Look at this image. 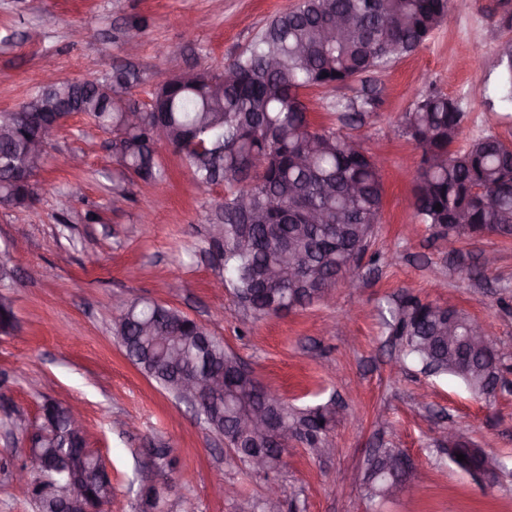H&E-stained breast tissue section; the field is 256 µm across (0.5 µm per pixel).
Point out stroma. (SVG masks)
<instances>
[{"instance_id":"obj_1","label":"stroma","mask_w":512,"mask_h":512,"mask_svg":"<svg viewBox=\"0 0 512 512\" xmlns=\"http://www.w3.org/2000/svg\"><path fill=\"white\" fill-rule=\"evenodd\" d=\"M297 2L0 0V110L28 99L46 72L103 79L126 64L141 77L136 99L145 100L176 71L222 68ZM134 24L142 43L130 57L123 35ZM510 42L512 0H454L414 54L344 85L303 90L312 121L337 130L344 124L332 109L336 99L377 93L378 107L351 133L385 158V199L356 270L359 285H336L326 302L282 315L255 318L215 285L207 215L223 201L224 185L197 188L161 141L166 179L128 186L116 209L111 133L81 114L55 132L33 203L0 205V265L10 272L0 294L17 319L15 335H0V512H38L13 472L30 461L28 431L49 399L82 408L88 447L111 470L112 512H240L260 498L263 479L247 474L221 436L125 356L113 319L140 298L204 324L288 404L335 403L328 433L335 455L288 444L287 465L273 475L282 512H512V371L491 397H474L459 381L402 359L381 318L405 295L455 300L512 362V242L486 236L452 247L417 222L411 198L421 152L400 127L432 88L465 114L458 147L488 135L512 141V105L499 95L500 56ZM75 152L83 158L78 168L69 164ZM89 210L96 221H85ZM490 252L494 267L479 271ZM449 428L502 461L494 486L448 461L438 438ZM157 448L166 449L165 460L154 457ZM374 448L399 449L416 463L408 489L383 502L369 501L359 481ZM220 482L234 484L236 496H216ZM151 487L160 493L153 511L145 506Z\"/></svg>"}]
</instances>
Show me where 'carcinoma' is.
Wrapping results in <instances>:
<instances>
[{"label": "carcinoma", "mask_w": 512, "mask_h": 512, "mask_svg": "<svg viewBox=\"0 0 512 512\" xmlns=\"http://www.w3.org/2000/svg\"><path fill=\"white\" fill-rule=\"evenodd\" d=\"M451 0H300L275 15L248 47L221 71H201L199 86L177 82L166 91L163 121L153 105H144L138 122L127 116L137 106L132 89L140 82L134 70L116 68L112 84L121 94L101 99L97 81L46 84L22 107L0 111V204L25 207L35 197L36 183L17 182L13 164L27 141L39 135L54 113L39 120L28 114L66 97L75 111L112 133V148L122 178L155 185L166 179L155 144L165 141L185 161L199 188L230 186L224 201L208 215L211 251L222 252L220 280L232 288L239 304L256 317L279 313L290 304L304 309L328 298L352 254L363 258L381 223L385 190L381 164L367 152L355 155L349 133L312 124L301 90L328 88L339 77L349 80L415 52L448 17ZM343 23L339 37L327 30ZM375 99L336 102L347 125L363 120ZM465 113L448 108V96L429 89L402 115L401 126L421 150L412 207L419 223L435 228L448 241L482 238L487 233L512 239V149L490 135L465 149L454 145ZM441 209H435L436 205ZM305 208L318 220L287 226L288 248L269 238V227L282 223V211ZM283 278L268 283L269 270ZM384 319L405 356L434 376L460 379L476 397L491 395L479 382L486 355L469 353L472 371L455 367L460 346L448 343V313L441 306L407 297L388 307ZM113 331L128 359L163 390L179 396L184 378L207 383L222 373L231 379L224 407L208 413L205 423L226 437L235 435L239 415L251 405L250 381L233 374L238 358L206 326L179 309L154 300L131 302L113 320ZM159 336L172 340L163 345ZM287 437L320 454L336 408L296 409L279 396L270 397ZM66 406H42L43 435L30 453L42 461L33 470L29 492L39 512H54L64 488L83 489L82 509L95 512L112 503V483L100 477L99 456L64 436ZM394 448H378L368 456L362 487L370 499L385 498L394 484Z\"/></svg>", "instance_id": "1"}]
</instances>
